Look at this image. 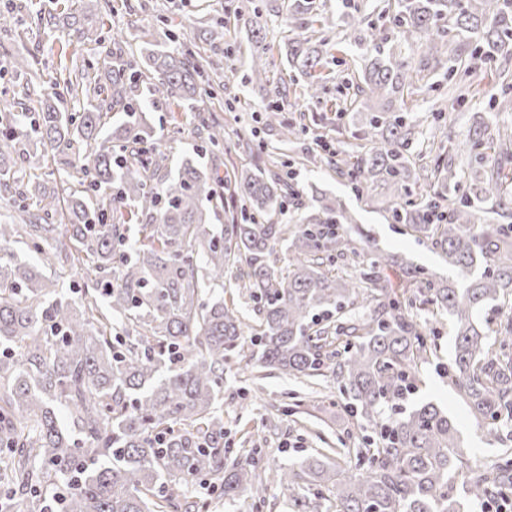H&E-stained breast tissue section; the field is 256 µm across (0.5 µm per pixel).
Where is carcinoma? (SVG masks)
I'll return each mask as SVG.
<instances>
[{
  "instance_id": "carcinoma-1",
  "label": "carcinoma",
  "mask_w": 512,
  "mask_h": 512,
  "mask_svg": "<svg viewBox=\"0 0 512 512\" xmlns=\"http://www.w3.org/2000/svg\"><path fill=\"white\" fill-rule=\"evenodd\" d=\"M283 8L271 11L295 33L284 40L287 61L306 81L304 96L318 100L326 40L313 32L330 17L318 0ZM103 9L101 0H62L54 13H29L38 36L82 48L97 42L85 20ZM237 12L250 16L256 43L250 82L274 96L267 125L298 139L306 128L286 116L287 89L269 78L268 15L246 4ZM383 12L392 41L360 28L359 17L344 30L343 41L363 47L348 85L369 117L362 143L330 163L358 192L383 189L382 211L439 250L456 281L351 247L335 198L302 203L293 229L264 223L298 197L271 168L234 169L233 194L249 215L211 223L221 179L190 159L168 170L146 120L158 94L195 113L205 152L224 151V125L198 114L215 66L200 53L154 49L141 26L143 69L91 55L71 69L57 64L47 86L28 79L34 57H13L21 97L0 104V198L21 224H0V480L31 512H209L208 499L189 491L197 482L260 505L277 486L295 512L326 497L332 512H469L512 497V455L466 467L448 412L408 405L437 357L435 332L411 314L428 307L455 320L453 356L437 373L487 440L512 441V315L495 329L479 320L512 304V224L481 218L485 205L512 218V127L495 119L492 133L483 120L460 128V144L494 154L467 170L443 153L419 164L408 152L423 135L413 83L438 71L455 89L487 60L502 61L504 88L488 106L494 116L512 112V0H384ZM282 242L284 267L271 260ZM14 243L89 267L81 293L57 294L39 264L13 259ZM349 252L353 271L332 275ZM390 267L419 283L421 296L391 288ZM229 271L254 304V325L224 300ZM232 359L241 379L256 363L295 378L331 373L352 418L337 441L359 438L355 462L319 453L285 468L257 448L231 452L218 404Z\"/></svg>"
}]
</instances>
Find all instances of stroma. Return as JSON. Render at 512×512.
Listing matches in <instances>:
<instances>
[{
    "instance_id": "obj_1",
    "label": "stroma",
    "mask_w": 512,
    "mask_h": 512,
    "mask_svg": "<svg viewBox=\"0 0 512 512\" xmlns=\"http://www.w3.org/2000/svg\"><path fill=\"white\" fill-rule=\"evenodd\" d=\"M238 0H110L111 13L104 18L101 42L95 49L98 57H105L113 49L116 33H125L122 44L123 56L129 62L139 60L140 45L132 40L134 27L149 26L156 44L167 45L171 41L186 44L203 56L222 61L223 78H210V95L205 107L217 115L224 124L226 143H235L242 134L255 135L267 146L277 147L291 163V184L302 198L312 192L340 198L356 224L362 225L370 234V244L378 251L398 254L414 264L437 273L444 278H454L455 273L438 253L408 234L403 225L390 223L384 212L367 203L352 184L337 175L327 165L312 166L306 163L307 153H321L322 149L348 148L355 143L367 114L363 111H346L345 83L359 63L357 48L346 45L342 31L349 17L346 11L333 14L331 26L325 30L328 41L323 72L327 75L326 92L321 100L308 101L302 97L301 82L291 81L288 64L278 46L282 42L283 28L279 18H271L266 29V42L271 47L270 78L288 86V98L293 105L288 114L297 124L311 129V136L294 142L280 141L275 130L265 123L266 99L246 79L247 60L251 50V24L247 17L237 15ZM224 24V38L211 44L203 40L202 25ZM26 52L43 62L58 60V43L39 39L30 34L17 38L13 33L0 32V91H12L15 78L10 66L12 55ZM499 61L489 62L473 79L476 95L454 105L448 99V82L435 77L432 83H417L413 99L422 110L444 108L448 111V129L457 131L468 124L472 115L486 113L490 95L499 93ZM148 121L156 134L165 138L166 152L170 162L183 158H198L205 167H218L221 174H231L233 167L264 166L265 156L241 151L229 156L212 159L201 151V140L189 132V118L182 108L164 103L158 104L148 114ZM183 126V134H176L175 126ZM252 386L257 399L245 410L234 405L224 407V427L227 436L234 442L246 439H265L263 449L269 459L284 465L297 464L302 456L311 454L323 446H336V435L349 423L343 404L335 403L337 392L332 378H294L277 371L253 368ZM300 396L302 404L296 414L281 416L277 430H270L268 419L270 406L279 402L284 393ZM413 402L430 401L447 410L449 417L460 433L465 445L464 459L468 466L486 464L497 460L504 447L488 442L477 430L468 408L447 380L440 378L433 367H426L423 382Z\"/></svg>"
}]
</instances>
